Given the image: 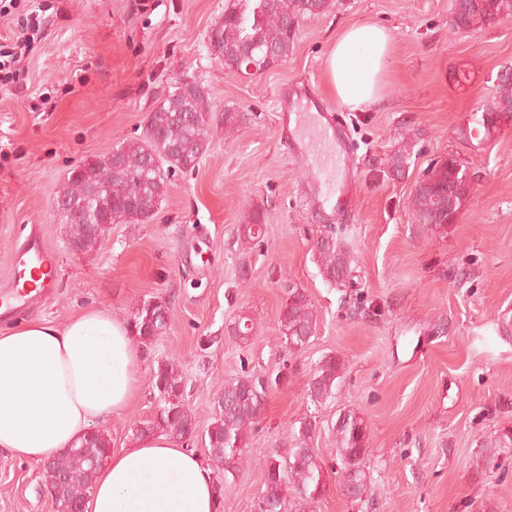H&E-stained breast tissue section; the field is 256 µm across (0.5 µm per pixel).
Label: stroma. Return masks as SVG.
<instances>
[{
	"mask_svg": "<svg viewBox=\"0 0 512 512\" xmlns=\"http://www.w3.org/2000/svg\"><path fill=\"white\" fill-rule=\"evenodd\" d=\"M46 37L22 83L0 85V289L12 255L36 235L58 261L51 294L0 316L55 323L88 308L130 319L142 301L172 308L167 333L144 348L139 390L100 429L113 450L160 405L149 384L158 358L177 359L184 403L198 429L224 386L249 374L273 379L224 512H256L264 459L287 455L290 433L311 419L318 454L327 429L351 410L369 432L368 492L347 498L325 467L314 512H512V121L487 144L468 140L512 67V18L479 31L451 25L452 0H334L300 21L287 61L245 78L212 58L207 37L224 0H46ZM371 21L392 34L382 99L340 109L328 92L325 58L349 25ZM190 75L219 109L246 113L225 134L213 119L196 170L169 180L151 219L114 224L93 248L68 244L53 198L68 170L141 137L156 97ZM308 90L320 111L342 113L356 152L345 208L313 202V172L285 134L284 90ZM411 158L395 171L403 142ZM452 157L471 181L456 223H420L410 195L429 167ZM265 218L261 244L239 235L252 213ZM336 233L353 256L343 285L326 283L312 259L317 237ZM316 309L314 336L289 350L279 330L285 285ZM251 316L246 342L231 328ZM325 356L344 365L335 396L307 389ZM0 512H55L43 466L0 450Z\"/></svg>",
	"mask_w": 512,
	"mask_h": 512,
	"instance_id": "stroma-1",
	"label": "stroma"
}]
</instances>
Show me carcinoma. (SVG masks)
Segmentation results:
<instances>
[{
    "label": "carcinoma",
    "mask_w": 512,
    "mask_h": 512,
    "mask_svg": "<svg viewBox=\"0 0 512 512\" xmlns=\"http://www.w3.org/2000/svg\"><path fill=\"white\" fill-rule=\"evenodd\" d=\"M333 0H224V20L208 34V50L231 68L230 50L248 47L262 58L270 55L269 65L288 59L294 48L295 33L285 19L326 13ZM512 17V0H454L452 26L474 31ZM216 106L211 90L195 78L184 76L160 97L149 113L144 136L123 142L105 156L83 160L72 167L65 186L53 198L54 212L69 229L70 247L87 252L101 239L103 224H140L154 215L166 195L169 175L195 169L209 145L208 127ZM512 112V69L498 79L496 94L485 109ZM466 169L454 158L447 168L435 165L418 182L410 199L411 209L423 224L440 226L459 217L467 195ZM263 216L255 213L251 223L242 225L240 235L253 242L262 232ZM319 274L328 283L345 281L352 257L345 244L326 234L318 238L313 253ZM171 310L166 302L145 301L135 308L130 324L135 336L150 344L164 335ZM280 331L288 348L305 347L317 326V315L306 293L293 288L285 291L280 312ZM254 323L239 317L232 333L246 342ZM343 365L333 356L323 357L309 383V396L320 403L336 394ZM151 387L158 393L162 408L158 416L135 429V435L160 433L176 442L196 436L192 415L185 408L184 383L179 366L171 357L160 358L151 373ZM267 382L249 375L224 386L215 399L214 417L201 434L215 474L214 492L224 502L221 474L238 469L248 434L259 423ZM315 424L299 421L291 433L288 457L274 456L262 464L263 489L260 512H311L323 491V461L310 441ZM332 436L333 461L343 474L345 494L359 500L368 490V477L362 465L367 454L368 427L363 418L347 410L327 426ZM83 448H68L43 465L44 487L57 491L55 512H78L93 490L92 463L112 453L107 435L95 430L81 441Z\"/></svg>",
    "instance_id": "carcinoma-1"
}]
</instances>
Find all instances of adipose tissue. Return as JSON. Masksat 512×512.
Listing matches in <instances>:
<instances>
[{
  "label": "adipose tissue",
  "instance_id": "obj_1",
  "mask_svg": "<svg viewBox=\"0 0 512 512\" xmlns=\"http://www.w3.org/2000/svg\"><path fill=\"white\" fill-rule=\"evenodd\" d=\"M390 31L374 22L345 28L326 58L337 102L358 110L382 97ZM143 356L128 321L87 309L67 322L19 320L0 331V449L44 462L93 425L124 411ZM203 460L159 434L112 453L96 474L87 512H219Z\"/></svg>",
  "mask_w": 512,
  "mask_h": 512
}]
</instances>
